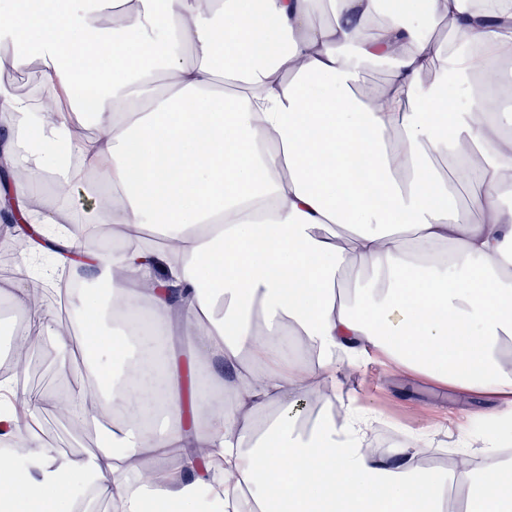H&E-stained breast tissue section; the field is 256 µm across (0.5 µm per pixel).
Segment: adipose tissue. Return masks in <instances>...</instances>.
I'll use <instances>...</instances> for the list:
<instances>
[{
    "mask_svg": "<svg viewBox=\"0 0 512 512\" xmlns=\"http://www.w3.org/2000/svg\"><path fill=\"white\" fill-rule=\"evenodd\" d=\"M511 61L512 0H22L0 14V71L37 67L65 105L50 115L0 86V159L29 174L0 209L67 224L74 206L53 192L84 185L120 243L53 238L110 298L9 294L29 352L91 379L69 400L106 443L76 456L28 434L0 466V512H512L502 438L445 474L419 447L368 451L359 407L299 406L337 391V362L381 355L512 414V106L481 112L476 82ZM372 67L385 112L365 100ZM64 313L79 349L56 330ZM20 393L48 400L0 381L1 441Z\"/></svg>",
    "mask_w": 512,
    "mask_h": 512,
    "instance_id": "1",
    "label": "adipose tissue"
}]
</instances>
